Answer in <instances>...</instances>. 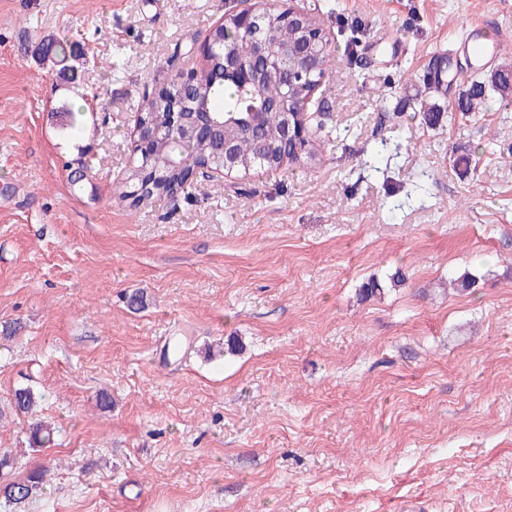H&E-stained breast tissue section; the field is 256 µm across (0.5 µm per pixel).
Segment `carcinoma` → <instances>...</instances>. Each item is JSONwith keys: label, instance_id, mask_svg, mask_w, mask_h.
Returning a JSON list of instances; mask_svg holds the SVG:
<instances>
[{"label": "carcinoma", "instance_id": "obj_1", "mask_svg": "<svg viewBox=\"0 0 512 512\" xmlns=\"http://www.w3.org/2000/svg\"><path fill=\"white\" fill-rule=\"evenodd\" d=\"M266 25V34L275 49H291V54L282 59L288 74L269 76L263 60L256 57V44L263 35L238 28L233 15L225 13L223 25L209 30L205 36L213 52L206 57L204 79L176 85L166 98L154 93L138 105L140 123L156 130L158 138L148 152L138 153L129 165L121 185L115 188L118 199L136 207L159 198L178 197L187 190L190 169L218 167L226 144L237 154L238 174L246 176L257 169L277 170L286 162L298 164L335 142L333 138H312L300 144L285 140L284 113L294 114L301 123L313 119V113L304 114L298 111V106L314 101L315 91L327 74L330 55L320 59L317 70L301 72L295 56L310 49L305 31L293 22L282 20L280 12L268 13ZM226 48L252 66V82L245 84L224 76ZM41 57L60 67L72 80L74 62L82 59V53L66 39L48 38ZM490 90L505 97L512 95V69L496 71L489 84L473 79L464 94L463 111L479 109ZM172 110L182 113L178 125L170 124ZM36 402L37 396L28 387L13 392V406L19 413L31 412ZM29 444L41 448L52 446L53 428L32 423ZM44 482L45 474L40 469L31 471L23 480L1 476L0 506L10 507L29 500Z\"/></svg>", "mask_w": 512, "mask_h": 512}]
</instances>
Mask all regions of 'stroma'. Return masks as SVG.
I'll list each match as a JSON object with an SVG mask.
<instances>
[{
    "instance_id": "obj_1",
    "label": "stroma",
    "mask_w": 512,
    "mask_h": 512,
    "mask_svg": "<svg viewBox=\"0 0 512 512\" xmlns=\"http://www.w3.org/2000/svg\"><path fill=\"white\" fill-rule=\"evenodd\" d=\"M249 2L329 34L308 128L336 147L135 210L110 190L137 103L240 0H0V451L48 471L24 512H512V99L464 112L451 83L429 126L414 98L474 28L502 44L480 78L512 67V0ZM49 35L83 42L80 82ZM43 43L40 56L54 66H60V72L68 73V80H74L77 67L71 61H79L83 54L75 44L67 39L47 38Z\"/></svg>"
}]
</instances>
